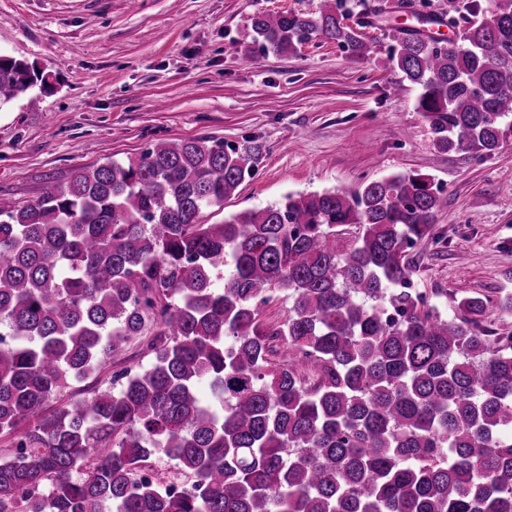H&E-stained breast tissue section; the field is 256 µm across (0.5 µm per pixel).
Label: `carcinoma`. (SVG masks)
<instances>
[{
	"instance_id": "cac0c4a2",
	"label": "carcinoma",
	"mask_w": 512,
	"mask_h": 512,
	"mask_svg": "<svg viewBox=\"0 0 512 512\" xmlns=\"http://www.w3.org/2000/svg\"><path fill=\"white\" fill-rule=\"evenodd\" d=\"M341 8L258 14L252 44L366 54ZM451 21L458 42L396 29L392 60L436 151L491 155L512 132V0ZM37 81L0 55V107ZM259 153L161 141L0 199V512H512V334L487 297L452 293L446 316L411 288L441 189L413 171L206 223ZM134 340L146 369L67 394ZM157 455L181 491L145 477Z\"/></svg>"
}]
</instances>
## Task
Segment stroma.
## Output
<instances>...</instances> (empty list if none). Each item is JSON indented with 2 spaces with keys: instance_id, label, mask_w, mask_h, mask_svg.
I'll return each instance as SVG.
<instances>
[{
  "instance_id": "1",
  "label": "stroma",
  "mask_w": 512,
  "mask_h": 512,
  "mask_svg": "<svg viewBox=\"0 0 512 512\" xmlns=\"http://www.w3.org/2000/svg\"><path fill=\"white\" fill-rule=\"evenodd\" d=\"M321 0H0V55L46 76L0 108V198L26 203L105 155L160 140L249 142L253 179L211 224L293 193L354 190L429 174L447 202L422 241L418 291L512 295V137L491 155L437 152L418 92L390 60L391 30L447 17L451 0H346L363 56L315 39L287 55L249 51L259 13L317 12Z\"/></svg>"
}]
</instances>
